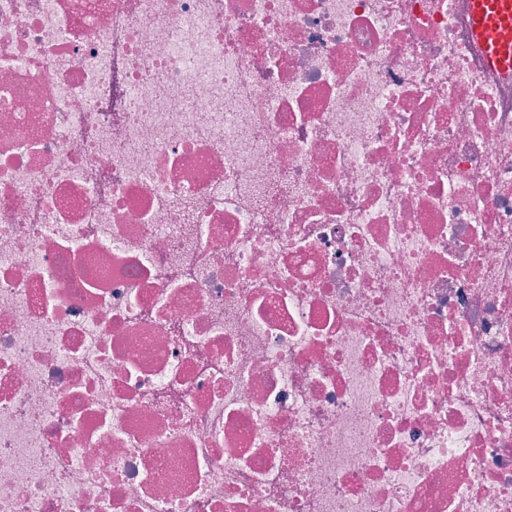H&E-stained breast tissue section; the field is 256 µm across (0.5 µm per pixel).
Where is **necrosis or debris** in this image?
<instances>
[{
	"label": "necrosis or debris",
	"instance_id": "4bbe7bcc",
	"mask_svg": "<svg viewBox=\"0 0 512 512\" xmlns=\"http://www.w3.org/2000/svg\"><path fill=\"white\" fill-rule=\"evenodd\" d=\"M468 2L0 0V512H512Z\"/></svg>",
	"mask_w": 512,
	"mask_h": 512
}]
</instances>
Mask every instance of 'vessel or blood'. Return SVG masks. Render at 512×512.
<instances>
[{
  "label": "vessel or blood",
  "mask_w": 512,
  "mask_h": 512,
  "mask_svg": "<svg viewBox=\"0 0 512 512\" xmlns=\"http://www.w3.org/2000/svg\"><path fill=\"white\" fill-rule=\"evenodd\" d=\"M471 16L488 65L512 75V0H471Z\"/></svg>",
  "instance_id": "obj_1"
}]
</instances>
